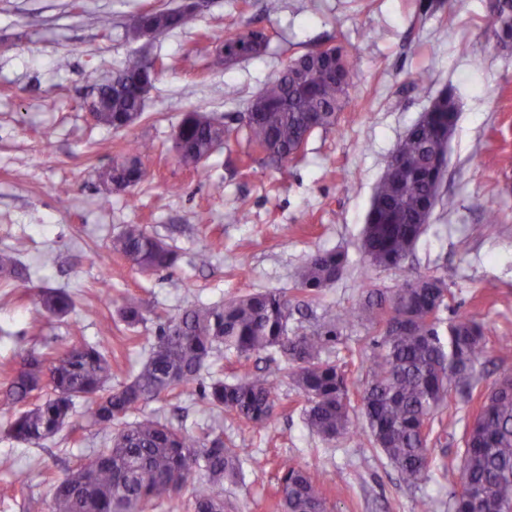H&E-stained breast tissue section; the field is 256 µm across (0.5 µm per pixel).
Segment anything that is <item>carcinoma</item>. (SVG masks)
<instances>
[{"label": "carcinoma", "instance_id": "1", "mask_svg": "<svg viewBox=\"0 0 512 512\" xmlns=\"http://www.w3.org/2000/svg\"><path fill=\"white\" fill-rule=\"evenodd\" d=\"M194 17L180 8L149 10L133 16L129 32L149 28L158 34L186 25ZM489 28L497 42L512 43V0H491ZM261 30L229 32L225 54L213 66H225L224 55L256 57L264 52ZM159 68L145 57L129 60L102 87L94 100L93 119L115 131L143 115L145 97ZM354 76L350 53L342 46H319L292 59L248 106L241 124L249 145L272 161L296 159L317 129L336 126L349 104ZM458 104L450 91L436 96L395 148L396 166L377 185L361 238L360 250L373 266L399 268L412 252L440 201L434 185L442 168L444 144L454 132ZM233 128L209 114H184L173 133L177 162L198 169L230 138ZM152 146L127 145L125 162L98 172L100 181L119 192L146 176L142 157ZM112 251L142 272L169 269L174 251L141 224H128L112 240ZM345 255L317 252L298 273V286L310 292L330 287L341 274ZM0 277L30 288V273L15 257L0 253ZM48 312L72 309L64 292H39ZM448 285L433 275H412L385 293L367 291L354 309L330 314L310 335L292 327L295 309L278 291L233 296L222 304L196 307L160 327L149 357L127 382L112 381V353L99 344L77 343L52 356L33 352L20 356L5 378L0 394L14 409L5 432L30 444L56 434L75 412L90 424L112 433L110 445L79 458L54 481L51 512H155L181 496V489L199 475L187 512H229L224 482L236 480L243 460L212 432L200 436L157 418L127 417L139 406L196 384L201 372L230 352L249 360L268 354L264 374L248 373L224 381L217 370L203 388L211 409L224 411L252 428L270 425L276 416L280 378H289L305 401L307 425L324 439L348 434L356 425L351 389L344 370L324 357L336 343L341 326L353 321L376 328L374 352L361 394L363 432L397 471L414 486L427 478L428 445L439 408L458 399H474L480 367L490 337L470 313L448 322ZM129 326L145 320L143 307L128 302L119 309ZM498 352L512 355V336L493 340ZM461 464L446 469L452 493L451 512H512V373L481 394L479 407L463 437ZM277 506L281 512H327L320 486L309 474L286 461L279 464Z\"/></svg>", "mask_w": 512, "mask_h": 512}]
</instances>
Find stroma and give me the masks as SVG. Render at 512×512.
I'll use <instances>...</instances> for the list:
<instances>
[{"label":"stroma","instance_id":"stroma-1","mask_svg":"<svg viewBox=\"0 0 512 512\" xmlns=\"http://www.w3.org/2000/svg\"><path fill=\"white\" fill-rule=\"evenodd\" d=\"M182 0H0V252L28 266L34 286L69 293L74 308L56 316L32 291L0 279V374L26 351L49 353L88 342L112 353V382L132 376L147 358L160 326L185 309L232 295L275 290L296 306L294 326L311 333L330 312L356 306L370 288L392 289L412 274L445 280L449 310L474 314L492 336H512V46L487 31L489 0H201L194 20L151 39L127 25L147 9ZM109 16L101 26L100 16ZM253 27L268 35L266 51L226 69L212 67L227 30ZM317 45H340L354 57L350 111L335 128L317 130L285 165L231 139L200 170L179 166L172 134L185 113L202 111L237 125L260 89L288 61ZM145 54L164 69L145 100V117L116 132L95 124L87 109L97 89L124 62ZM237 90L224 97L225 85ZM458 102L448 142L443 201L401 269L363 262L362 228L376 185L405 132L443 90ZM130 141L153 143L147 178L104 195L99 169L120 159ZM235 213L227 222L226 213ZM141 224L178 259L170 272L144 274L116 255L111 242L125 225ZM211 249L207 265L196 255ZM337 251L341 277L311 296L295 290L307 257ZM112 283L101 295L96 283ZM135 301L148 319L135 327L118 310ZM111 331H103V323ZM373 330L354 322L340 330L326 356L345 366L360 394L372 354ZM470 404L451 402L435 420L430 476L404 485L367 436L328 441L305 423L304 400L289 379L278 389L277 417L264 428L209 409L201 387L176 390L141 407L143 415L197 434L223 429L239 449L244 477L225 483L233 512H278V462L299 467L326 491L328 512H448L451 486L444 463L459 461ZM0 408V512H29V499L49 512L51 479L108 440L107 431L73 416L41 445L5 432Z\"/></svg>","mask_w":512,"mask_h":512}]
</instances>
